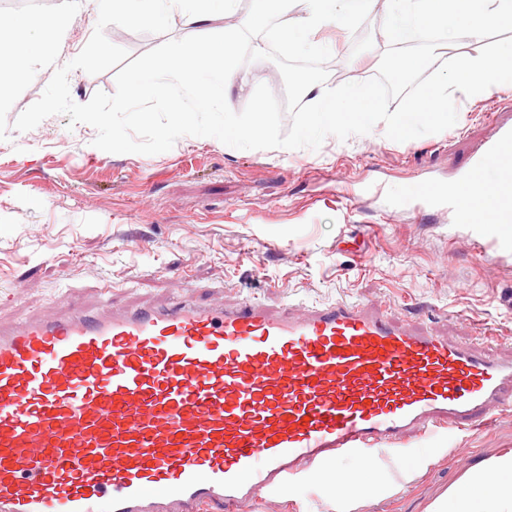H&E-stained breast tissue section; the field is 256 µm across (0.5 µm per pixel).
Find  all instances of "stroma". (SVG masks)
<instances>
[{"mask_svg":"<svg viewBox=\"0 0 512 512\" xmlns=\"http://www.w3.org/2000/svg\"><path fill=\"white\" fill-rule=\"evenodd\" d=\"M382 9L358 32L330 22L315 35L339 65L327 84L378 73L388 42ZM180 12L167 34L111 25L106 37L138 57L167 39L195 35ZM456 124L395 142L376 124L366 135L326 137L318 150H240L184 136L156 155L96 148V131L63 115L0 140V320L91 306L204 304L243 297L272 309L337 299L390 304L419 328L475 346L493 328L512 355V260L500 261L448 208L402 204L424 180H455L490 136L512 122V84L456 95ZM423 473L387 474L394 494L356 512H425L466 466L512 451V412L433 440ZM247 512H334L311 470L290 489L264 493Z\"/></svg>","mask_w":512,"mask_h":512,"instance_id":"obj_1","label":"stroma"}]
</instances>
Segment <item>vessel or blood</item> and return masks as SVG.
<instances>
[{
	"instance_id": "1",
	"label": "vessel or blood",
	"mask_w": 512,
	"mask_h": 512,
	"mask_svg": "<svg viewBox=\"0 0 512 512\" xmlns=\"http://www.w3.org/2000/svg\"><path fill=\"white\" fill-rule=\"evenodd\" d=\"M512 156L499 125L454 182L415 196L512 255V210L463 199ZM512 408V357L350 301L72 306L0 322V512H238L334 459L394 454Z\"/></svg>"
}]
</instances>
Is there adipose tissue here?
I'll use <instances>...</instances> for the list:
<instances>
[{
    "label": "adipose tissue",
    "mask_w": 512,
    "mask_h": 512,
    "mask_svg": "<svg viewBox=\"0 0 512 512\" xmlns=\"http://www.w3.org/2000/svg\"><path fill=\"white\" fill-rule=\"evenodd\" d=\"M66 3L71 13L95 5L99 14L112 15L124 24L162 23L175 5L181 9L187 24L204 27L234 13L237 0H66ZM306 92L315 102L307 120V132L311 135L344 126L369 129L380 111L379 105L355 86L336 95L311 83ZM361 472L350 488L349 499L337 504L336 512H355L361 501L394 493V485L377 461L365 463ZM426 512H512V451L469 469L456 484L436 496Z\"/></svg>",
    "instance_id": "adipose-tissue-1"
}]
</instances>
